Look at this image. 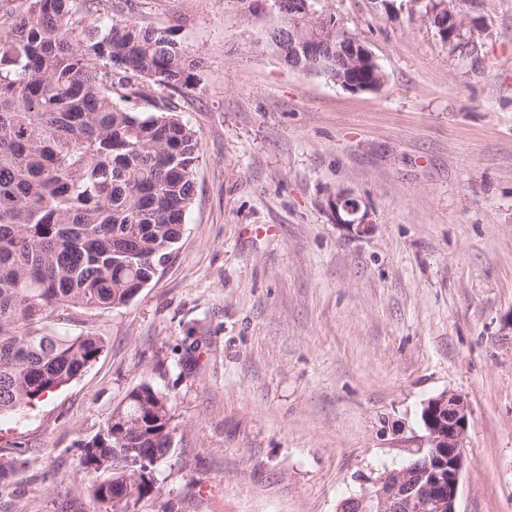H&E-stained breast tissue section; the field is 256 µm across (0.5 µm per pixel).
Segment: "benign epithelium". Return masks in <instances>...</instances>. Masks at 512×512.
<instances>
[{"label":"benign epithelium","mask_w":512,"mask_h":512,"mask_svg":"<svg viewBox=\"0 0 512 512\" xmlns=\"http://www.w3.org/2000/svg\"><path fill=\"white\" fill-rule=\"evenodd\" d=\"M428 15L440 37L454 43L463 36V21L454 0H429ZM342 56L352 64L375 63L372 53L351 37ZM328 206L336 223L351 235L372 232L368 212L358 199L339 193ZM421 420L428 434L429 448L408 465L381 475L375 489L343 500L339 509L347 512H457L460 477L464 466V443L468 429V404L457 393L445 392L429 399Z\"/></svg>","instance_id":"7a95c632"}]
</instances>
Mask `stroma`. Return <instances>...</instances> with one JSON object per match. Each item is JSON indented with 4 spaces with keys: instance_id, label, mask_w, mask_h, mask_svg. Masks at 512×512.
Instances as JSON below:
<instances>
[{
    "instance_id": "35a3bbf8",
    "label": "stroma",
    "mask_w": 512,
    "mask_h": 512,
    "mask_svg": "<svg viewBox=\"0 0 512 512\" xmlns=\"http://www.w3.org/2000/svg\"><path fill=\"white\" fill-rule=\"evenodd\" d=\"M384 74L348 91L265 43L273 0H101L199 60L171 99L201 153L164 270L127 305L59 312L105 348L0 415V512H102L80 465L127 394L175 431L135 512H336L428 448L425 402L469 407L458 512H512V0H463L459 44L428 0H321ZM347 193L374 229L339 227Z\"/></svg>"
}]
</instances>
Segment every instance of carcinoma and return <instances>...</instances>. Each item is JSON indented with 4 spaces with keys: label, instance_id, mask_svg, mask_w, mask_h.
I'll use <instances>...</instances> for the list:
<instances>
[{
    "label": "carcinoma",
    "instance_id": "cac0c4a2",
    "mask_svg": "<svg viewBox=\"0 0 512 512\" xmlns=\"http://www.w3.org/2000/svg\"><path fill=\"white\" fill-rule=\"evenodd\" d=\"M100 0H23L0 28V413L49 397L103 352L88 331L58 336L63 308L126 305L170 261L194 195L200 139L170 99L192 87L197 62L167 30L98 15ZM281 0L274 29L311 26ZM316 61L266 42L283 62L336 76L345 33L328 16ZM153 96L154 112L117 101ZM168 398L132 390L82 442L80 465L105 512H128L154 488L169 452ZM128 491L125 501L112 496Z\"/></svg>",
    "mask_w": 512,
    "mask_h": 512
}]
</instances>
